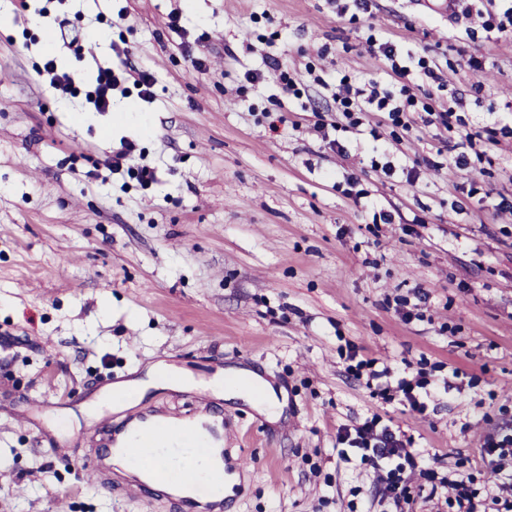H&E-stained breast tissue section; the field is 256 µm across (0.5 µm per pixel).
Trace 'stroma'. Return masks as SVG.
<instances>
[{"label": "stroma", "mask_w": 512, "mask_h": 512, "mask_svg": "<svg viewBox=\"0 0 512 512\" xmlns=\"http://www.w3.org/2000/svg\"><path fill=\"white\" fill-rule=\"evenodd\" d=\"M41 11L48 50L28 25ZM370 25L399 54L437 63L433 95L463 96L468 130L512 129V32L425 0H373L367 15L337 14L330 0L14 4L0 27V512H56L61 500L68 512H178L157 492L102 495L64 441L100 447L94 409L113 384L138 386L136 415L186 417L194 384L240 366L288 399L275 423L217 399L226 467L247 463L224 512H381L373 469L336 442L373 415L438 457L439 476L492 492L482 446L512 425V212L498 208L512 202V132L477 141L469 167L451 169L448 131L412 112L410 131L379 125L394 175L373 168L376 115L350 128L332 102L345 75L396 83L364 46ZM473 57L485 64L478 94ZM274 59L294 92H282ZM50 60L75 95L40 76ZM124 65L155 79L151 101L133 90L112 100L134 106L141 130L113 133L108 112L65 120L63 107L90 110L99 68ZM254 70L263 80H246ZM319 114L337 122L343 153L312 132ZM127 142L128 173L110 174ZM414 159L410 185L401 169ZM349 176L361 198L345 194ZM353 350L396 378L423 364L426 413L354 379ZM160 364L189 386L155 380Z\"/></svg>", "instance_id": "stroma-1"}]
</instances>
